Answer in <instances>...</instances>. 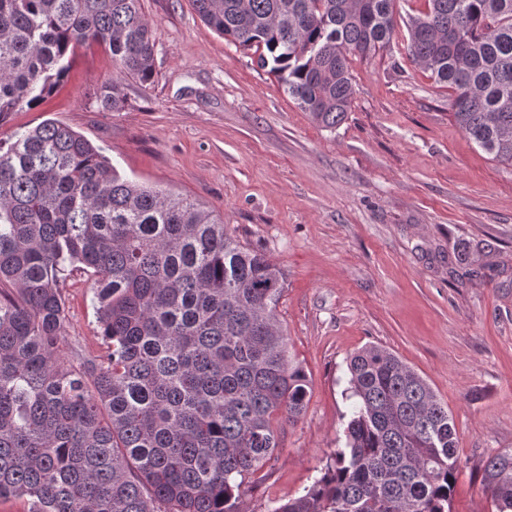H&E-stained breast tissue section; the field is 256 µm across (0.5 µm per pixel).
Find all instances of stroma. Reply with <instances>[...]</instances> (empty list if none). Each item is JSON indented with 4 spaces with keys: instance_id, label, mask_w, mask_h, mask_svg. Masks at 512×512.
Segmentation results:
<instances>
[{
    "instance_id": "1",
    "label": "stroma",
    "mask_w": 512,
    "mask_h": 512,
    "mask_svg": "<svg viewBox=\"0 0 512 512\" xmlns=\"http://www.w3.org/2000/svg\"><path fill=\"white\" fill-rule=\"evenodd\" d=\"M141 8L157 28L152 85L126 80L123 110L99 109L112 58L77 47L57 90L0 123V138L61 121L123 176L198 201L284 270L277 315L308 401L245 485V512L304 494L344 446L347 363L367 345L447 403L461 459L451 512H491L483 466L512 451V164L455 123L448 89L411 62L405 28L376 56L352 58V109L330 132L191 0ZM64 295L63 352L99 353L91 281L75 277Z\"/></svg>"
}]
</instances>
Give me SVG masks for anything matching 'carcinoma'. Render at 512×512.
<instances>
[{"label": "carcinoma", "mask_w": 512, "mask_h": 512, "mask_svg": "<svg viewBox=\"0 0 512 512\" xmlns=\"http://www.w3.org/2000/svg\"><path fill=\"white\" fill-rule=\"evenodd\" d=\"M204 23L334 130L353 103L350 57L385 48L394 0H192ZM411 61L451 91L456 124L512 162V0H428L406 21ZM95 44L115 75L96 95L121 111L124 81L153 83L156 39L141 0H0V123L63 80ZM93 281L104 351L64 358L63 288ZM283 270L172 191L120 174L68 125L0 139V499L30 512H242L304 411L276 308ZM357 399L338 450L304 494L269 512H450L460 469L448 405L396 355L348 364ZM512 512V451L483 466Z\"/></svg>", "instance_id": "cac0c4a2"}]
</instances>
